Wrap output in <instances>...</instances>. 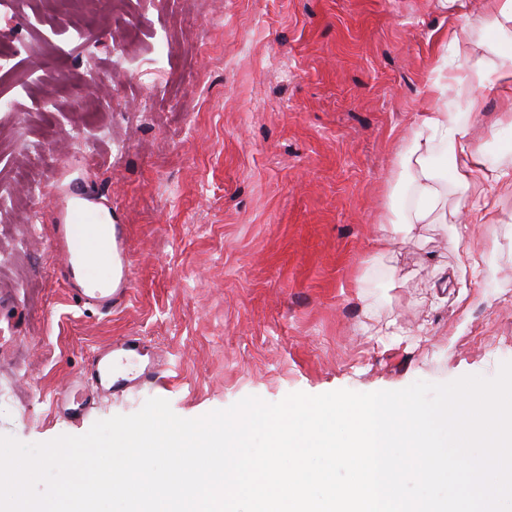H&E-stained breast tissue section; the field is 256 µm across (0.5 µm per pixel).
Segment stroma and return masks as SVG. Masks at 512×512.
<instances>
[{"label":"stroma","mask_w":512,"mask_h":512,"mask_svg":"<svg viewBox=\"0 0 512 512\" xmlns=\"http://www.w3.org/2000/svg\"><path fill=\"white\" fill-rule=\"evenodd\" d=\"M0 0V435L44 443L139 411L192 419L256 396L400 390L495 377L512 361V184L487 182L488 223L456 234L468 193L436 142L443 224L378 247L403 139L433 80L469 114L482 170L512 174V33L480 0ZM458 45H451V35ZM64 154L38 160L46 141ZM111 206L129 241V298L109 313L73 299L51 246L69 191ZM13 188V187H12ZM482 258L462 275L464 252ZM396 321L398 336L368 327ZM141 340L122 399L79 380L93 351Z\"/></svg>","instance_id":"35a3bbf8"}]
</instances>
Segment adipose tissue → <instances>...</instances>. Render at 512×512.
I'll return each mask as SVG.
<instances>
[{"mask_svg":"<svg viewBox=\"0 0 512 512\" xmlns=\"http://www.w3.org/2000/svg\"><path fill=\"white\" fill-rule=\"evenodd\" d=\"M422 123L427 128L426 133H416L405 140L398 153L395 172L397 183L411 182L419 205L407 220L400 222L391 215L386 218L387 224L404 231L411 230L416 224H431L435 221L434 214L442 192L438 176L425 163L432 138L447 142L457 178L466 179L478 163L471 144L470 126L460 113L437 108L425 113Z\"/></svg>","mask_w":512,"mask_h":512,"instance_id":"1","label":"adipose tissue"}]
</instances>
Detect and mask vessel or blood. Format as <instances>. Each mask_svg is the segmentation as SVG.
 I'll return each instance as SVG.
<instances>
[{"label":"vessel or blood","instance_id":"b4317fda","mask_svg":"<svg viewBox=\"0 0 512 512\" xmlns=\"http://www.w3.org/2000/svg\"><path fill=\"white\" fill-rule=\"evenodd\" d=\"M92 202L88 196L82 204L64 211L60 224L54 227L52 246L62 257L61 275L72 285L75 296L109 311L122 305L130 293L128 244L120 225L103 223L101 212ZM96 263L111 265L109 280L101 281L93 275ZM138 349L137 338L129 336L119 344L97 350L89 364L92 380L110 381L117 390H124V379L114 375L115 365Z\"/></svg>","mask_w":512,"mask_h":512}]
</instances>
